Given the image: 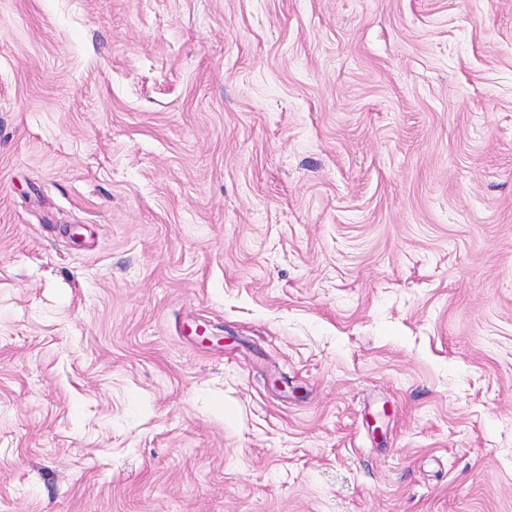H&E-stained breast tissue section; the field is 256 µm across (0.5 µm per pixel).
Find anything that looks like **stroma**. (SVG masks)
<instances>
[{
	"label": "stroma",
	"instance_id": "stroma-1",
	"mask_svg": "<svg viewBox=\"0 0 512 512\" xmlns=\"http://www.w3.org/2000/svg\"><path fill=\"white\" fill-rule=\"evenodd\" d=\"M0 512H512V0H0Z\"/></svg>",
	"mask_w": 512,
	"mask_h": 512
}]
</instances>
